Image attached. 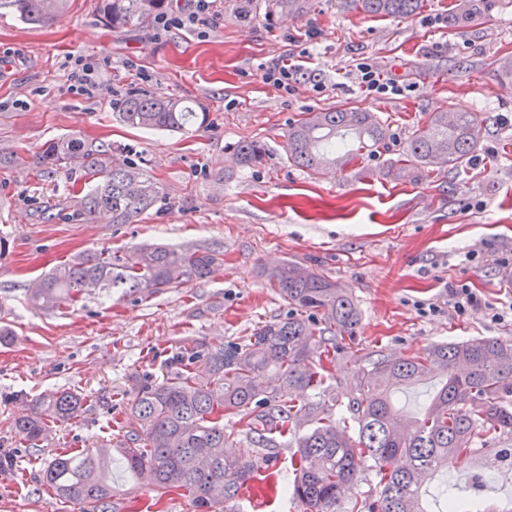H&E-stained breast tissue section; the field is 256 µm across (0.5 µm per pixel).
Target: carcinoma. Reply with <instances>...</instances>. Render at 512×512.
I'll list each match as a JSON object with an SVG mask.
<instances>
[{
  "instance_id": "carcinoma-1",
  "label": "carcinoma",
  "mask_w": 512,
  "mask_h": 512,
  "mask_svg": "<svg viewBox=\"0 0 512 512\" xmlns=\"http://www.w3.org/2000/svg\"><path fill=\"white\" fill-rule=\"evenodd\" d=\"M69 0H0V15L27 24L50 25ZM169 0H102L105 21L114 27L145 22ZM421 0H341L352 12L373 17L414 13ZM483 0H461L448 25L473 24ZM271 12L300 15L306 0H266ZM118 119L134 128L183 132L204 127L209 113L181 101L130 92L114 103ZM388 137L387 125L373 112L327 110L306 113L288 131V154L297 166L316 174L347 167L358 152ZM481 126L473 112H433L406 144V155L421 168L456 167L476 149ZM237 164L263 162L255 140L234 149ZM80 160L90 188L72 199V216H110L114 224H134L159 199V188L137 163H117L112 149L78 138L47 145L36 157L40 172ZM223 263V253L204 245L175 247L143 243L108 254L74 256L27 284L35 308L59 310L90 288L110 294L152 296L176 284L207 280ZM271 287L288 304V317L269 322L244 344L222 343L191 349L172 360L175 370L157 384L143 378L128 408L134 429L117 449L126 470L145 476L168 492L184 491L195 512H214L235 501L248 482L278 491L273 473H263L266 451L291 436L297 451L290 491L303 512H339L358 482V457L374 462L379 494L354 502L351 512H432L425 484L453 462L485 455L512 469V342L486 338L433 344L405 355H379L359 368L346 405L357 424L350 437L333 418L323 385L336 350L356 334L361 314L351 293L312 270L283 262L266 270ZM206 374L196 373L197 364ZM438 379L441 388L421 418L408 422L392 394L421 381ZM312 390L317 398L292 397ZM84 396L63 390L36 401L30 415L15 422L22 439L35 446L49 424L78 416ZM238 418L249 447L240 448L224 430V419ZM44 480L59 500L76 501L85 512H116L112 498V449L56 453ZM446 512H512V501L478 507L448 486Z\"/></svg>"
}]
</instances>
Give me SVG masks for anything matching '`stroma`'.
Returning a JSON list of instances; mask_svg holds the SVG:
<instances>
[{"label": "stroma", "mask_w": 512, "mask_h": 512, "mask_svg": "<svg viewBox=\"0 0 512 512\" xmlns=\"http://www.w3.org/2000/svg\"><path fill=\"white\" fill-rule=\"evenodd\" d=\"M459 0H423L405 18L345 11L340 0H309L303 15L267 12L264 0H222L218 25L154 36L150 23L115 29L101 0H73L53 24L0 17V155L26 157L0 168V512H81L42 481L58 452L119 447L126 404L142 374L166 379L173 355L220 342H245L288 308L263 275L288 260L316 269L351 292L361 325L350 342L367 359L406 355L442 342L512 340V0H484L474 25L449 26ZM290 58L289 90L266 83L267 67ZM92 63L99 85L71 92L65 62ZM395 80L400 93L362 91L359 63ZM176 98L208 112L188 133L122 125L112 109L130 91ZM377 113L389 136L348 168L325 176L288 160L289 128L304 113ZM437 111L474 112L484 124L473 155L455 168L396 176L412 133ZM76 137L111 144L158 183L156 205L133 224L72 218L68 201L83 183L71 163L50 176L30 160ZM244 140L265 148L263 165L238 166ZM143 241L208 244L224 264L205 282L144 297L83 296L74 307L29 305L25 286L84 251L123 250ZM473 288L485 307L459 313L449 285ZM61 390L87 401L38 446L13 427L35 399ZM112 483L121 506L194 512L189 497L133 479L120 464ZM229 512H300L285 493L247 483Z\"/></svg>", "instance_id": "35a3bbf8"}]
</instances>
